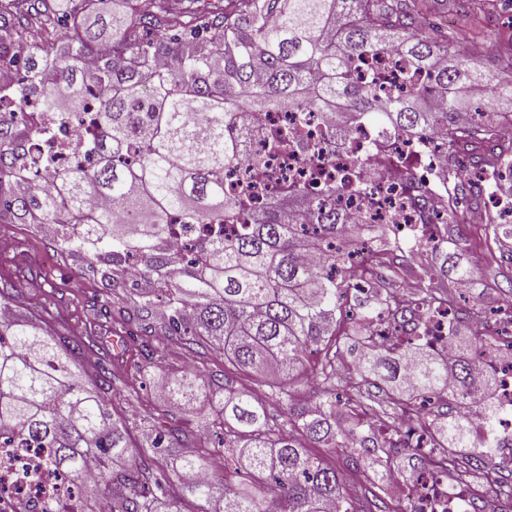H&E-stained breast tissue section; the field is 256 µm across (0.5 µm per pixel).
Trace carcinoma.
<instances>
[{"label":"carcinoma","mask_w":512,"mask_h":512,"mask_svg":"<svg viewBox=\"0 0 512 512\" xmlns=\"http://www.w3.org/2000/svg\"><path fill=\"white\" fill-rule=\"evenodd\" d=\"M454 0L467 23L450 31L432 20L438 0H186L172 12L166 0H126L129 12L102 15L100 0H0V68L15 64V45L29 44L17 83L8 94L31 101L59 119L88 111L92 90L103 92L84 154L87 165L61 167L40 150L59 135L56 125L17 135L15 114L0 111V215L53 224V250L85 252L152 284L140 299L128 338L143 359L172 346H208L249 384L211 378L197 368L161 377L169 400L201 394L224 442L213 455L227 462L224 479L206 475L210 458L184 451V429L152 424L150 441L134 444L113 402L119 385L143 374L135 363L125 377L100 366L102 383H86L85 362L95 353L91 336L39 331L14 317L0 321V436L28 437L52 449L51 466L79 483L65 512H182L190 495L197 512H386L349 496L340 471L307 453L310 441L347 448L353 466L372 468L378 481L392 456L405 452L412 469L426 467L430 452L400 444L375 427L361 390L374 388L379 407L423 415L422 434L440 448L452 470H480L471 430L460 409L471 407L469 356L450 365L410 340L421 327L396 304V280L406 282L418 305L447 309L468 327V351L512 358V342L439 281L453 275L473 285V271L448 251V224L433 239L396 242L373 236L349 247L351 217L318 203L290 183L288 201L251 209L224 192V171L237 165L229 126L239 111L248 121L264 112H326L339 118L327 132L347 142L362 127L387 139L402 134L423 141L438 134L445 173L454 174L449 197L479 206L499 191L502 170L512 172V139L482 119L468 126L458 115L475 92L512 102V80L473 65L486 49L482 27L496 2ZM405 58L428 86L389 95L358 82L354 62L377 52ZM72 90L59 106L57 87ZM377 158L357 157L355 183H329L322 196L365 188ZM62 186L36 188L30 175ZM238 222L232 237H204L193 255L170 241L172 223ZM486 227L500 242L512 224L492 214ZM431 247V258L408 263L407 251ZM359 259L371 271L372 292L346 308L345 269ZM386 321L387 332L379 330ZM357 331L352 393L343 395L338 368L346 360L347 323ZM319 382L312 403L294 386ZM284 407L269 419L260 387Z\"/></svg>","instance_id":"obj_1"}]
</instances>
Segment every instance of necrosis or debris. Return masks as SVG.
<instances>
[{
    "instance_id": "necrosis-or-debris-1",
    "label": "necrosis or debris",
    "mask_w": 512,
    "mask_h": 512,
    "mask_svg": "<svg viewBox=\"0 0 512 512\" xmlns=\"http://www.w3.org/2000/svg\"><path fill=\"white\" fill-rule=\"evenodd\" d=\"M354 71L363 80L377 81L398 92L410 83L408 64L389 52L355 63ZM325 131V121L317 113L302 120L288 112L263 113L257 124L240 136L243 152L260 157L261 163L228 173L224 178L226 192H248L251 206L259 209L281 192L284 184L295 181L317 198L328 180H353L354 157L374 153L379 166L367 195L345 192L337 195V204L363 223L394 225L398 236L404 239L435 235L448 199V186L438 177L442 155L438 138L415 145L401 138L384 141L368 132L336 145L329 153L305 156L304 144L320 138ZM285 132L290 135L288 149L268 152L271 137ZM405 172L424 184V208L414 204L412 190L401 178ZM401 304L421 321L423 341L439 357L459 356L447 312L417 309L406 296ZM474 362L480 368V378L488 377L493 382L490 403L495 415L487 421L481 413L470 414V425L474 432H493L503 442L502 447L485 449L481 455V472L488 475L496 471L498 464L512 460V363H491L482 356L475 357ZM49 453V448L40 442L29 440L21 444L0 438V512H44L48 502L71 496L73 489L67 478L47 465ZM408 498L411 512H512V497L483 494L470 482L449 483L448 469L442 464L416 472L408 485Z\"/></svg>"
}]
</instances>
